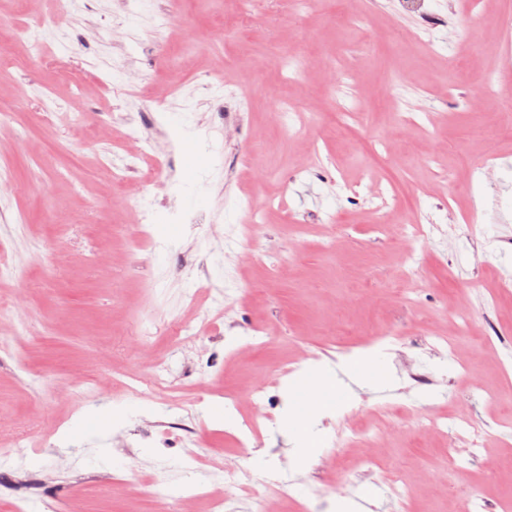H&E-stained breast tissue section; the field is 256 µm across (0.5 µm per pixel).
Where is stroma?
<instances>
[{
	"instance_id": "35a3bbf8",
	"label": "stroma",
	"mask_w": 512,
	"mask_h": 512,
	"mask_svg": "<svg viewBox=\"0 0 512 512\" xmlns=\"http://www.w3.org/2000/svg\"><path fill=\"white\" fill-rule=\"evenodd\" d=\"M164 0H134L114 20L115 0H75L48 53L77 59L92 82L77 89L67 67L34 63L26 45L0 47V466L40 471L62 497L92 512H158L172 491L193 482L224 493L212 467L275 468V485L235 488L241 512L266 503L269 512H334L337 499L366 502L368 512H399L388 491L396 476L411 494L410 512H497L512 495V446L488 431L482 457L496 462L487 473L478 460L451 472L446 483L430 473L448 457L445 437L421 440V414L453 413L477 383L497 381V360L512 358V130L502 108L512 100V76L501 72L494 48L505 33L512 0H364L361 23L342 24L340 0H319L313 12L286 14L282 6L255 0L251 24L226 31L231 0H185L179 21L159 26ZM55 0H0V26L36 25L51 17ZM468 32L480 49L469 54L465 76H448V54ZM303 46L308 61L289 75L269 67L283 46ZM192 50L187 70L166 58ZM335 57V71L324 66ZM222 70L224 136L213 149L200 144L211 112L201 74ZM176 86L155 127L174 143V189L144 181L137 196L118 199L102 169L121 166L122 135L112 106L123 97L138 111V86ZM478 107H471V97ZM289 111L312 112L301 130L270 121L276 101ZM76 112L81 122L59 120ZM397 112L433 115L431 123L401 124ZM264 153L257 166L240 159L251 143ZM319 150L321 165L299 172L300 161ZM491 156L482 178L453 179L460 153ZM399 187L416 207L420 223L436 228L433 239L408 243L384 234L377 197L352 194L350 186ZM284 196L283 210H268L256 237H237L235 225L249 210ZM157 200L148 237L133 243L121 230L138 197ZM485 209L481 226L493 248L475 253L463 215L473 204ZM202 215L206 229L174 223L173 211ZM338 214L339 221L326 218ZM108 238L109 271L93 267L100 238ZM250 253L240 265L236 255ZM416 256L421 283L408 293L404 256ZM288 263V274L274 269ZM224 287L213 310L230 324L222 347L223 387L238 390L241 404L260 377L280 378L283 391L317 370L341 385V362L371 353L368 337H350L332 351L323 329L337 315L353 324L378 320L407 341V354L454 393L436 402L429 387L408 388L391 345L376 355V372L355 387L350 405L319 413L305 428L309 456L294 454L293 419L282 416L261 430V449L237 447L214 420L223 398L201 409L200 445L145 447L140 434L150 421L193 400L185 386L157 402L144 398L126 376L149 374L136 343L144 335L164 341L193 318L199 270ZM474 315V337L456 357L430 347L447 332L453 311ZM270 334L250 359L233 356L235 337L255 323ZM503 340L497 353L480 344L492 330ZM349 422L379 429L383 465L363 479L362 448L330 452L334 428ZM128 445L117 448L114 437ZM26 442L17 456V442Z\"/></svg>"
}]
</instances>
